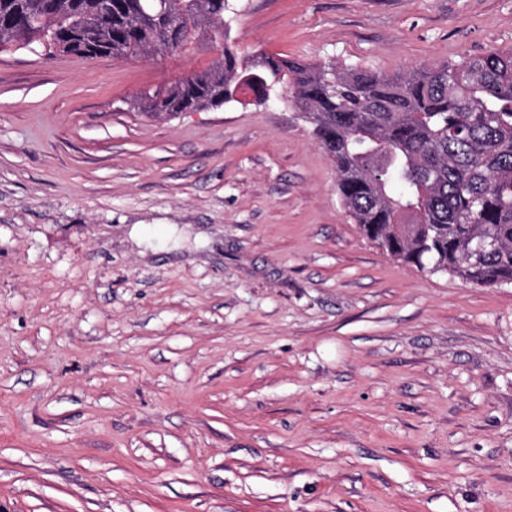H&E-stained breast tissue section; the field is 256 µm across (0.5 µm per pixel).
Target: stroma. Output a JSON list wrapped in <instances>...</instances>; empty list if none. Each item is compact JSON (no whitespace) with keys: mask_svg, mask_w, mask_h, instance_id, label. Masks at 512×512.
<instances>
[{"mask_svg":"<svg viewBox=\"0 0 512 512\" xmlns=\"http://www.w3.org/2000/svg\"><path fill=\"white\" fill-rule=\"evenodd\" d=\"M230 4L245 58L512 47V0ZM213 58L0 51V512H512V285L363 237L291 103L135 108Z\"/></svg>","mask_w":512,"mask_h":512,"instance_id":"35a3bbf8","label":"stroma"}]
</instances>
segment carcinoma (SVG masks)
Segmentation results:
<instances>
[{
	"instance_id": "obj_1",
	"label": "carcinoma",
	"mask_w": 512,
	"mask_h": 512,
	"mask_svg": "<svg viewBox=\"0 0 512 512\" xmlns=\"http://www.w3.org/2000/svg\"><path fill=\"white\" fill-rule=\"evenodd\" d=\"M228 0H0V44L81 58L180 54L205 67L138 97L170 116L237 101L239 87L291 102L332 158L360 232L397 261L497 287L512 283V49L397 77L229 46Z\"/></svg>"
}]
</instances>
